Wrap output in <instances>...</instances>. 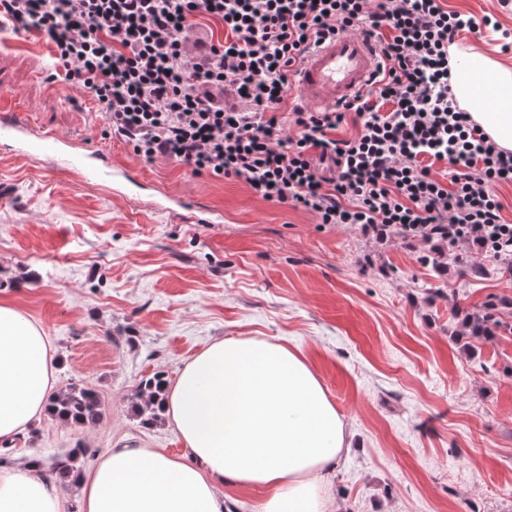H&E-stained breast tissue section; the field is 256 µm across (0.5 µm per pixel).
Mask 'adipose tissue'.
Wrapping results in <instances>:
<instances>
[{"instance_id":"obj_1","label":"adipose tissue","mask_w":512,"mask_h":512,"mask_svg":"<svg viewBox=\"0 0 512 512\" xmlns=\"http://www.w3.org/2000/svg\"><path fill=\"white\" fill-rule=\"evenodd\" d=\"M456 98L496 76L498 105L473 119L512 150V70L478 52ZM54 354L42 329L0 304V442L46 414ZM164 412L190 460L159 448H113L79 479L80 512H224L222 485L262 487V512H328L325 486L345 429L321 382L288 347L255 338L210 345L182 368ZM0 512H63L31 465L0 466Z\"/></svg>"}]
</instances>
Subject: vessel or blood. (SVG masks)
Returning <instances> with one entry per match:
<instances>
[{
	"label": "vessel or blood",
	"instance_id": "vessel-or-blood-1",
	"mask_svg": "<svg viewBox=\"0 0 512 512\" xmlns=\"http://www.w3.org/2000/svg\"><path fill=\"white\" fill-rule=\"evenodd\" d=\"M378 62L375 41L341 32L306 54L296 86L312 106L334 111L368 88ZM0 151L42 159L50 169L87 180L108 177L120 189L135 186L137 180L133 170L107 164L104 152L80 147L74 139L38 126L5 95L0 96Z\"/></svg>",
	"mask_w": 512,
	"mask_h": 512
}]
</instances>
